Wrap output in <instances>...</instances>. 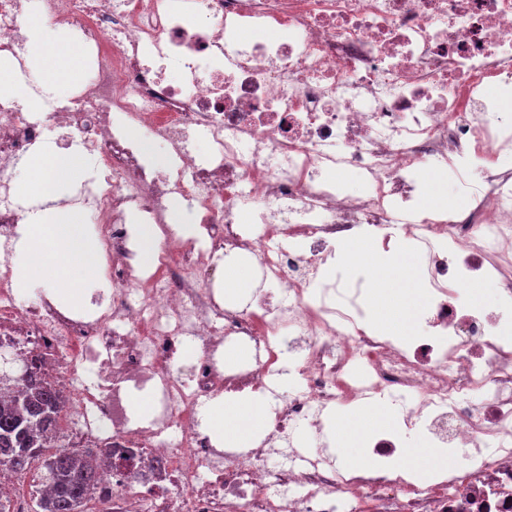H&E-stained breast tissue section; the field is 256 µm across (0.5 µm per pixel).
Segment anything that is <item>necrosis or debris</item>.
<instances>
[{"mask_svg": "<svg viewBox=\"0 0 512 512\" xmlns=\"http://www.w3.org/2000/svg\"><path fill=\"white\" fill-rule=\"evenodd\" d=\"M43 23L88 60L64 100L27 60L24 27ZM246 28L257 37L240 39ZM2 62L43 109L0 100V349L40 363L64 401L67 448L94 452L87 512H338L340 493L362 512H512V113L488 92L512 86V0H0ZM132 127L165 144L166 171ZM59 130L109 172L65 200L100 239L111 285L86 313L21 302L13 285L16 226L31 211L14 166ZM444 170L464 206L422 207L427 175ZM175 201L197 226L188 250ZM243 202L254 223H239ZM141 224L161 241L151 270L133 262ZM366 232L386 252L408 240L424 263L415 343L366 318L370 287L344 250ZM246 258L258 288L234 309L215 273ZM476 281L501 304L468 298ZM187 338L201 354L182 366ZM228 344L248 346L250 362L225 368ZM89 366L95 380L78 381ZM135 390L153 395L151 420L131 414ZM222 390L263 397L259 448L214 446L199 410ZM356 401L404 417L370 433L368 465L348 475L322 417ZM416 437L462 453L467 471L392 476Z\"/></svg>", "mask_w": 512, "mask_h": 512, "instance_id": "necrosis-or-debris-1", "label": "necrosis or debris"}]
</instances>
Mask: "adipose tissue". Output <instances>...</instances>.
I'll use <instances>...</instances> for the list:
<instances>
[{
    "label": "adipose tissue",
    "mask_w": 512,
    "mask_h": 512,
    "mask_svg": "<svg viewBox=\"0 0 512 512\" xmlns=\"http://www.w3.org/2000/svg\"><path fill=\"white\" fill-rule=\"evenodd\" d=\"M28 58L44 82L64 91L77 79L79 59L65 41L48 40L43 27L31 26L27 41ZM78 164L72 152L41 151L27 163L28 177L21 185L23 195L47 197L52 186ZM22 261L19 270L25 280L48 279L61 285L72 306L82 304L80 283L96 278L94 245L67 216L45 210L34 215L31 223L21 228ZM411 256L397 253L383 262L385 279L401 298L399 306L389 308L383 320L393 330L411 336L425 298L423 283L416 278ZM212 434L228 448H251L264 435L268 422L265 404L255 400L247 404L215 401L206 409ZM392 415L380 409L367 408L355 412L341 422L329 425L332 440L346 451L349 468H360L363 454L360 441L371 429L393 425Z\"/></svg>",
    "instance_id": "1"
}]
</instances>
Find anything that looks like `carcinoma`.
<instances>
[{"mask_svg": "<svg viewBox=\"0 0 512 512\" xmlns=\"http://www.w3.org/2000/svg\"><path fill=\"white\" fill-rule=\"evenodd\" d=\"M17 395L0 403V470L26 472L38 465L48 492L36 500L40 512H83L82 506L100 480L86 455L67 448L49 453L58 436L51 428L61 396L37 367L25 365Z\"/></svg>", "mask_w": 512, "mask_h": 512, "instance_id": "cac0c4a2", "label": "carcinoma"}]
</instances>
